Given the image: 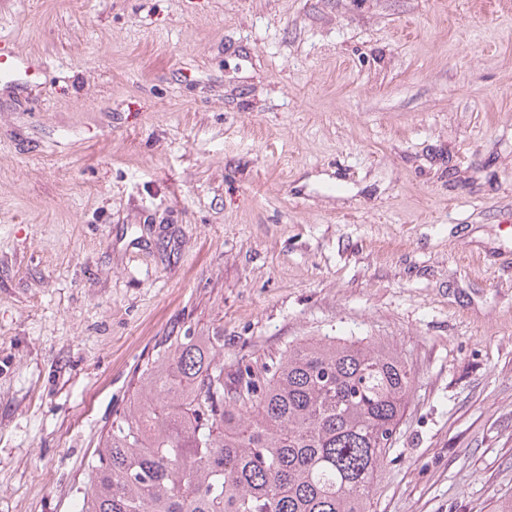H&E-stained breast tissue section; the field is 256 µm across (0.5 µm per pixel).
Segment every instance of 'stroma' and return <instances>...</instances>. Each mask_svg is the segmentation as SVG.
Instances as JSON below:
<instances>
[{
	"mask_svg": "<svg viewBox=\"0 0 512 512\" xmlns=\"http://www.w3.org/2000/svg\"><path fill=\"white\" fill-rule=\"evenodd\" d=\"M0 512L139 369L310 338L416 381L373 512H512V0H0ZM25 65V59L22 55L6 47L5 42L1 41L0 47V77L1 80L14 81V76L19 73Z\"/></svg>",
	"mask_w": 512,
	"mask_h": 512,
	"instance_id": "1",
	"label": "stroma"
}]
</instances>
